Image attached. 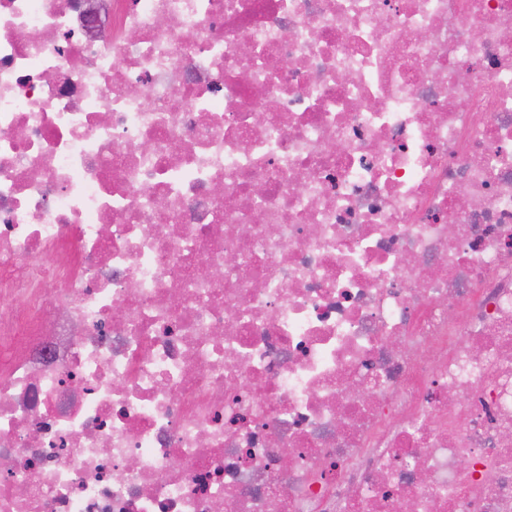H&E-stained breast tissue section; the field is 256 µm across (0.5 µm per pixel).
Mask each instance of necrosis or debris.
Wrapping results in <instances>:
<instances>
[{
	"mask_svg": "<svg viewBox=\"0 0 512 512\" xmlns=\"http://www.w3.org/2000/svg\"><path fill=\"white\" fill-rule=\"evenodd\" d=\"M0 512H512V0H0Z\"/></svg>",
	"mask_w": 512,
	"mask_h": 512,
	"instance_id": "necrosis-or-debris-1",
	"label": "necrosis or debris"
}]
</instances>
